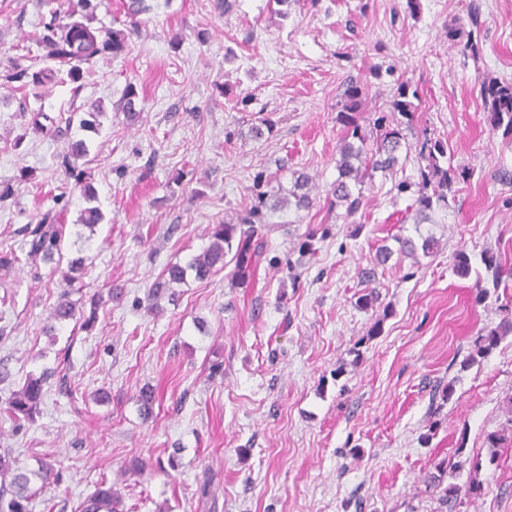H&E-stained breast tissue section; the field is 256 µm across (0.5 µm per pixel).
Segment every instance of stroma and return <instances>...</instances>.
<instances>
[{"mask_svg": "<svg viewBox=\"0 0 512 512\" xmlns=\"http://www.w3.org/2000/svg\"><path fill=\"white\" fill-rule=\"evenodd\" d=\"M147 2L125 53L98 57L79 93L46 85L26 96L0 77V190H12L0 201V254L19 258L0 268V453L31 472L30 512H77L103 481L124 512H442L428 481L442 461L480 465V492L454 512H512V446L487 443L512 394V335L462 368L501 314L453 270L460 250L477 271L483 254L512 258V185L494 177L512 170V141L492 131L480 96L483 82L512 80V0H479L475 57L448 37L467 27L469 0H290L284 17L275 0H235L225 14L217 0ZM40 33L35 0H0V70L17 45L40 68ZM350 75L371 113L390 112L400 82L417 88L415 129L471 172L449 208L410 221L413 197L393 186L416 178L412 155L365 185L355 214L330 207ZM130 84L132 121L117 109ZM24 103L56 118L98 104L104 114L98 132L55 135L28 122ZM265 119L271 130L255 136ZM80 138L88 154L74 165L90 173L104 219L68 285L69 242L59 260L35 263L19 230L47 212L76 224L86 202L61 161ZM260 172L286 190L307 174L314 207L267 212L272 259L249 281L190 278L150 309L154 280L244 211ZM312 231L317 252L290 275L286 261ZM427 237L430 254L396 251ZM382 245L394 254L381 266ZM372 289L378 305L359 308ZM64 291L83 312L93 294L107 301L91 329L70 320L46 335ZM46 369L39 414L15 424L6 399ZM44 461L56 473L46 483Z\"/></svg>", "mask_w": 512, "mask_h": 512, "instance_id": "stroma-1", "label": "stroma"}]
</instances>
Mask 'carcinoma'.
<instances>
[{"instance_id":"1","label":"carcinoma","mask_w":512,"mask_h":512,"mask_svg":"<svg viewBox=\"0 0 512 512\" xmlns=\"http://www.w3.org/2000/svg\"><path fill=\"white\" fill-rule=\"evenodd\" d=\"M129 27L115 29L91 26L94 19L95 5L93 0H77L69 3L66 10L52 8L50 18L43 23L44 32L39 42L42 50L40 59L46 65L37 70L21 64V58L8 60L4 78L9 83L18 84V88L43 86L45 84H71L77 93L84 86L89 73V66L97 57L121 54L130 36L138 30L137 16L149 10L146 0H126L124 3ZM468 22L471 29L467 33L463 51L476 55L480 51L481 22L478 0H470ZM481 97L488 112L489 123L494 131H502L505 139L512 140V82L492 81L484 83L480 89ZM418 98L417 90L409 82L402 81L398 85L397 95L392 102V112L402 117L397 125L390 126L388 116L381 115L375 119L365 116L364 104L366 88L360 79L349 77L345 81L341 109L336 120L344 128V138L339 146L340 159L337 163L338 176L331 189V203L346 208L347 214L356 213L362 206V187L372 180L376 173L392 171L399 163L402 150L416 151L422 165L418 168V194L415 199L417 222L429 219V213L437 208L448 207L449 200L455 198L457 184L469 177L466 168H455L448 164L447 150L439 140L431 138L424 130L417 136L415 143L407 140L403 128L411 127L414 112L413 100ZM88 146L82 139L69 141V149L63 165L68 176L75 179V185L81 187L86 200L93 201L96 194L90 182V175L85 171H75L68 157L79 158L87 155ZM270 181L261 173L253 179V202L245 214L229 218L216 225L212 240L200 254L192 257L182 266L170 264L150 287L147 300L155 305L165 295L172 284L186 281L187 274L194 273L197 280H205L213 273L224 269V259L232 255L234 269L231 280L240 284L255 272L260 262L266 258L268 241L263 224L266 223L264 210L281 209L290 205L296 210H309L314 206L309 178L300 175L288 191L269 189ZM103 220L101 210L87 207L79 217L80 230L75 232L74 244L83 247L90 239L84 230L94 232L97 224ZM66 225L58 220H49L45 216L34 227H26L22 232L30 237L27 241L29 249L27 257L43 262L53 260L54 254L60 250ZM486 275L476 274V301L481 303L495 296L499 302L498 309L504 313L501 322L478 335L474 341L475 351L463 360L461 368L467 369L476 363L477 358H484L495 349L501 340L512 334V295L501 297L499 290L512 287V267H507L496 257L489 255L484 258ZM76 318V308L68 300V293H63L51 312V319L64 322ZM48 380V373L30 376L23 387L12 394L8 401V412L15 418L21 416L27 420L33 418L41 403L43 384ZM508 418L501 428L488 435L489 447L493 448L491 456H496V449L505 442H512V396L505 401ZM479 466L469 469L465 486L451 483L443 486L442 504L455 508L460 494H473L480 490L481 484L476 478ZM11 479H6V474ZM34 491L31 480L21 468L12 466L8 454L0 455V512H29ZM81 512H123L122 499L112 487H98L82 504Z\"/></svg>"}]
</instances>
